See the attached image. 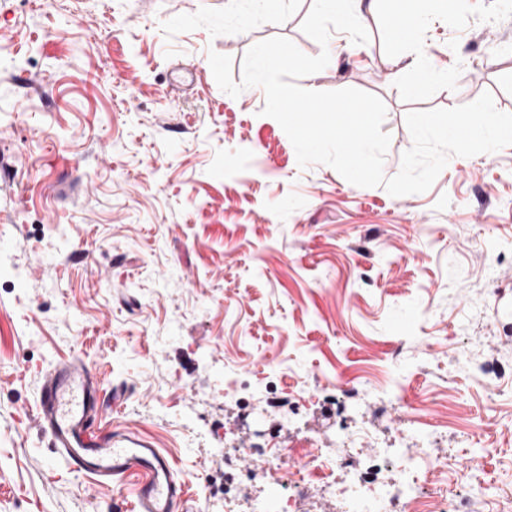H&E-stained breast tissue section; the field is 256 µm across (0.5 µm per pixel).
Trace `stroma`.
I'll return each mask as SVG.
<instances>
[{
    "mask_svg": "<svg viewBox=\"0 0 512 512\" xmlns=\"http://www.w3.org/2000/svg\"><path fill=\"white\" fill-rule=\"evenodd\" d=\"M312 5L0 0V512L133 510V480L71 473L38 431L44 373L75 357L124 391L113 424L171 460L189 512H222L228 493L269 505L248 448L267 438L297 468L304 440L330 439L336 380L354 384L347 424L385 426L361 377L459 424L431 450L448 469L430 488L512 512V386L486 390L448 347L494 363L512 349V146L450 157L400 197L300 167L263 89L224 93L208 54L230 56L237 82L258 42L318 55L301 29ZM411 7L380 0L368 42L336 33L346 50L313 80L384 102L388 178L412 145L408 113L486 92L512 113V0H425L402 47L393 24ZM229 365L278 391L243 415L224 396ZM224 434L245 456L211 451Z\"/></svg>",
    "mask_w": 512,
    "mask_h": 512,
    "instance_id": "stroma-1",
    "label": "stroma"
}]
</instances>
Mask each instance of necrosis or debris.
<instances>
[{
  "label": "necrosis or debris",
  "mask_w": 512,
  "mask_h": 512,
  "mask_svg": "<svg viewBox=\"0 0 512 512\" xmlns=\"http://www.w3.org/2000/svg\"><path fill=\"white\" fill-rule=\"evenodd\" d=\"M404 424L402 436L413 440V447L391 448L374 425L363 422L349 428L326 414L322 425L333 444L310 448L302 468L289 473L277 512H298L312 484L345 504L346 512H476L473 500L426 486L425 473L437 466L428 449L442 437V429L414 412L407 413Z\"/></svg>",
  "instance_id": "1"
}]
</instances>
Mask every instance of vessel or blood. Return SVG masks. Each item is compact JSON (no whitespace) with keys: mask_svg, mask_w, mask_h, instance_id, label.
<instances>
[{"mask_svg":"<svg viewBox=\"0 0 512 512\" xmlns=\"http://www.w3.org/2000/svg\"><path fill=\"white\" fill-rule=\"evenodd\" d=\"M122 398L83 360H64L47 370L34 418L72 472L103 485L137 475L136 512H184V485L170 461L135 432L113 429Z\"/></svg>","mask_w":512,"mask_h":512,"instance_id":"1","label":"vessel or blood"}]
</instances>
